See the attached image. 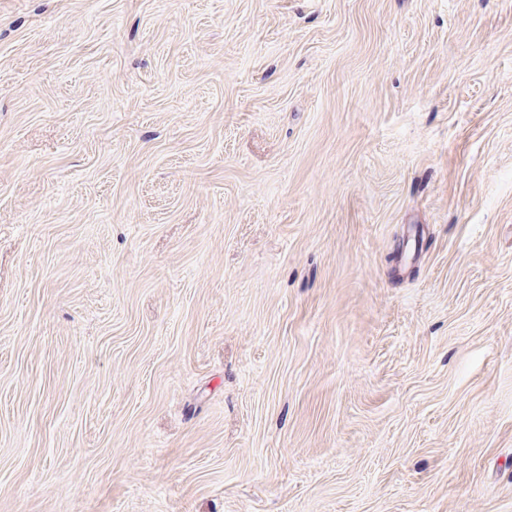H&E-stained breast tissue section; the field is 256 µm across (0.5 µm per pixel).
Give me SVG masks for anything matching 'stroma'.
<instances>
[{
  "instance_id": "1",
  "label": "stroma",
  "mask_w": 512,
  "mask_h": 512,
  "mask_svg": "<svg viewBox=\"0 0 512 512\" xmlns=\"http://www.w3.org/2000/svg\"><path fill=\"white\" fill-rule=\"evenodd\" d=\"M0 512H512V0H0Z\"/></svg>"
}]
</instances>
